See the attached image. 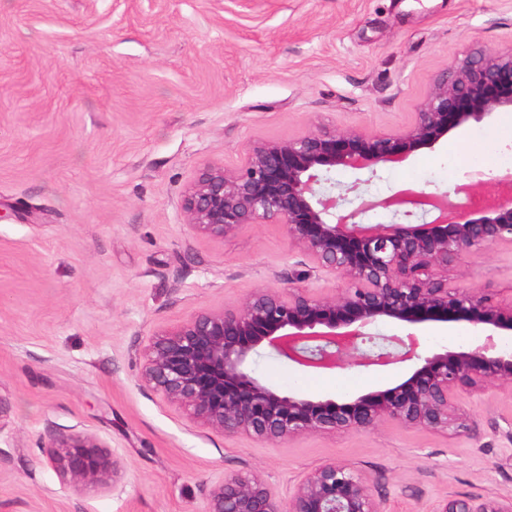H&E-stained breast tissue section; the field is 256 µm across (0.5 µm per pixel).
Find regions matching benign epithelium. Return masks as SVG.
I'll use <instances>...</instances> for the list:
<instances>
[{"mask_svg": "<svg viewBox=\"0 0 512 512\" xmlns=\"http://www.w3.org/2000/svg\"><path fill=\"white\" fill-rule=\"evenodd\" d=\"M512 110V51L466 56L433 81L415 122L396 133L366 136L348 129L311 130L288 139L252 143L242 168H200L186 189L181 218L214 239L246 224H282L292 247L317 272L342 273L347 287L329 296L288 283L257 288L233 307H209L154 334L146 348L140 385L184 409L199 426L227 435L282 442L310 433L366 432L386 421L461 436L470 431L458 400L497 382L512 386V352L497 349L512 337V300L488 290L448 287V264L489 245L512 243V173L497 179L500 192L473 203L472 187L453 194L405 190L383 199L333 192L338 168L367 170L401 163L432 150L470 123ZM376 208L393 221L366 225ZM422 213L420 224L406 221ZM469 319L485 332L466 350L420 353L418 325ZM407 327L391 336L392 349L354 352L373 341L368 328L384 321ZM266 346L303 367L333 369L343 358L357 366L412 365L401 383L338 401L284 392L257 377L251 357ZM97 437L47 430V460L75 488L117 473L118 460ZM205 512H385L373 480L350 463L333 461L304 476L280 497L257 472L215 482ZM434 512H512V497L442 498Z\"/></svg>", "mask_w": 512, "mask_h": 512, "instance_id": "benign-epithelium-1", "label": "benign epithelium"}]
</instances>
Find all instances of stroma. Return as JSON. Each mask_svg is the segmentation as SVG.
Returning a JSON list of instances; mask_svg holds the SVG:
<instances>
[{
  "label": "stroma",
  "instance_id": "stroma-1",
  "mask_svg": "<svg viewBox=\"0 0 512 512\" xmlns=\"http://www.w3.org/2000/svg\"><path fill=\"white\" fill-rule=\"evenodd\" d=\"M512 50V0H0V512H204L212 485L259 472L280 496L329 460L369 476L387 512L448 494L512 496V391L461 399L466 436L385 423L286 442L194 424L139 384L162 328L291 279L331 295L281 224L212 239L180 205L206 164L240 167L255 139L320 127L368 135L412 124L467 45ZM512 155V112L336 187L385 198L483 183ZM448 282L512 296V244L463 256ZM431 322L421 350L476 341ZM256 376L344 398L404 367L315 370L271 349ZM101 438L113 482L74 489L41 448L47 428Z\"/></svg>",
  "mask_w": 512,
  "mask_h": 512
}]
</instances>
